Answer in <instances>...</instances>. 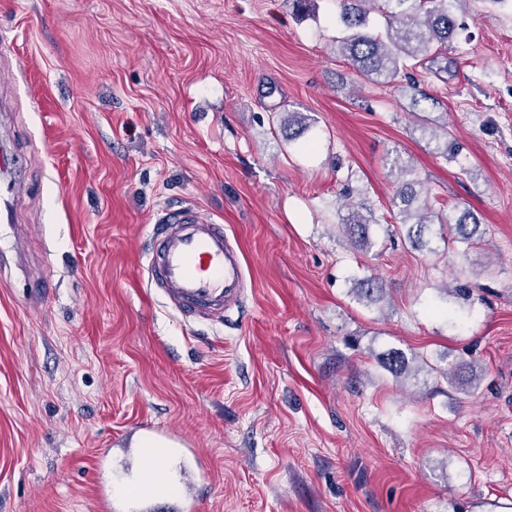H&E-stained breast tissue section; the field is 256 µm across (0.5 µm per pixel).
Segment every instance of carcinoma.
Returning <instances> with one entry per match:
<instances>
[{
    "label": "carcinoma",
    "mask_w": 512,
    "mask_h": 512,
    "mask_svg": "<svg viewBox=\"0 0 512 512\" xmlns=\"http://www.w3.org/2000/svg\"><path fill=\"white\" fill-rule=\"evenodd\" d=\"M338 19L346 28L347 35L339 40L340 54L350 61L355 70L367 80L383 84L408 68L407 62L427 55L432 47H438L431 59L447 48L448 39L459 28L454 4L459 0H336ZM376 11L385 20L383 30L374 32L369 27V14ZM421 191L416 183L398 184L392 206L398 208V224L407 227L406 237L413 247L425 246L423 236L428 226L440 225L448 239L474 245L483 239L477 216L468 209L462 210L451 221L443 211L435 210L428 200H423L420 210L412 212V206ZM387 223L385 217L375 214L364 216L359 209H352L338 225V230L354 243L372 248L371 226ZM352 294L360 302L375 303L386 295L383 282L377 277L363 278L354 283ZM379 363L398 379L412 371L411 362L398 350L383 354ZM421 367L448 380V384L460 390L475 388L477 375L473 365L464 360H451L446 366L431 364L421 359Z\"/></svg>",
    "instance_id": "1"
}]
</instances>
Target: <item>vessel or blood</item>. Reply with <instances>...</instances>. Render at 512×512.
<instances>
[{"mask_svg": "<svg viewBox=\"0 0 512 512\" xmlns=\"http://www.w3.org/2000/svg\"><path fill=\"white\" fill-rule=\"evenodd\" d=\"M148 287L162 293L183 316L210 323L223 322L246 288L243 254L237 241L196 209L162 208L150 238ZM204 471L185 475L186 491L178 512H196L197 489Z\"/></svg>", "mask_w": 512, "mask_h": 512, "instance_id": "b4317fda", "label": "vessel or blood"}]
</instances>
